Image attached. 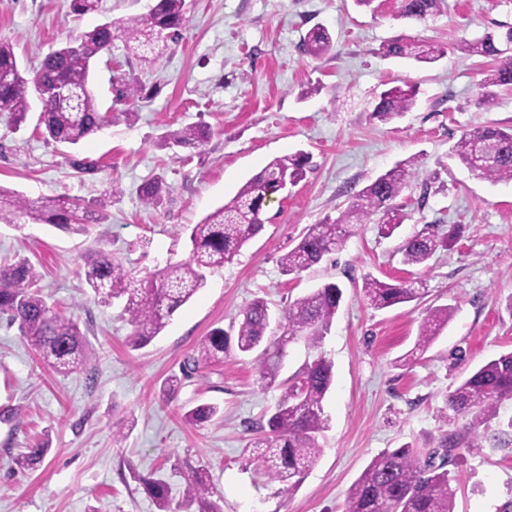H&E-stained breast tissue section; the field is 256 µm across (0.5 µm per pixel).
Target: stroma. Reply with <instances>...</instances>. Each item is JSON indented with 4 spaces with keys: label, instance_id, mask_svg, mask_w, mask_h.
<instances>
[{
    "label": "stroma",
    "instance_id": "stroma-1",
    "mask_svg": "<svg viewBox=\"0 0 512 512\" xmlns=\"http://www.w3.org/2000/svg\"><path fill=\"white\" fill-rule=\"evenodd\" d=\"M70 0H0V40L13 44L22 66L36 67L67 37L107 21L147 14L153 0H101L99 11L72 13ZM188 22L150 66H130L122 38L94 65L101 111L115 108L113 79L145 87L134 123L109 126L70 148L45 141L42 110L31 99L20 130L0 115V186L37 201L66 194L89 201L117 187L101 223L85 231L49 224L0 223V263L28 258L43 291L78 319L88 343L86 365L60 374L43 364L16 327L0 318V512H157L131 471L165 480L180 503L185 468H204L224 512H343L347 492L385 449L410 443L432 448L460 420L445 417V397L471 371L512 351V182L478 178L450 154L463 132L512 125V89L478 104L479 84L494 60L469 56L461 44L499 25H512V0H448L447 12L424 22L399 18L401 0H375L374 11L353 0H186ZM326 26L334 49L315 58L300 48L309 29ZM443 45L425 65L382 56L395 38ZM320 93L302 98L309 85ZM420 88L415 106L387 121L372 115L381 92ZM211 127L200 149L171 151L157 141L189 124ZM308 153L304 180L274 195L264 228L177 310L146 347L128 345L132 332L120 303L94 300L84 256L100 250L141 277L188 258L184 227L230 200L273 157ZM97 162L78 177L68 156ZM418 159L419 173L399 199L404 220L392 237L357 225L344 246L314 268L285 274L280 258L311 225L336 219L354 193L397 163ZM160 176L171 192L145 206L138 189ZM456 231L448 250L427 267L406 266L397 249L426 226ZM385 282L419 278L422 301L374 309L365 276ZM326 282L343 301L321 350L334 365L324 402L329 422L318 437L321 455L301 487L283 495L258 474L246 445L266 423L279 389L264 388L252 356L231 353L197 365V346L213 328L238 324L257 298L270 310L267 335L282 332L289 302ZM453 305L447 328L423 355H413L429 306ZM179 376L175 391L164 381ZM209 403L222 418L185 422ZM48 441L43 464L22 470L16 457ZM454 512H504L512 504V445L463 451L449 468Z\"/></svg>",
    "mask_w": 512,
    "mask_h": 512
}]
</instances>
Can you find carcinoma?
<instances>
[{"mask_svg": "<svg viewBox=\"0 0 512 512\" xmlns=\"http://www.w3.org/2000/svg\"><path fill=\"white\" fill-rule=\"evenodd\" d=\"M445 6L447 0H401L400 15L425 22ZM185 19L186 0H155L148 15L120 19L110 27L99 24L84 31L47 54L30 73L17 61L11 43L0 41V114L16 128L25 123L29 91L40 87L45 92V111L40 113L37 127L44 139L53 143L75 146L109 125L134 122L137 113L129 108L104 113L99 110L91 87L93 66L102 53L110 51L116 37L123 38L129 52L140 61L155 63L168 42L177 38ZM302 45L306 54L322 57L332 51L334 42L329 30L317 25L303 37ZM508 46H512V26L498 33L488 32L461 47L468 55L498 61L479 84L478 104L485 108L494 105L498 89L512 86V57L503 56ZM381 54L433 63L446 54V48L433 42L394 39L382 45ZM418 92L417 86L407 83L385 90L374 106V115L387 120L404 114L414 106ZM209 137L208 126L188 125L162 136L160 147L198 148ZM485 148L496 153V160L478 169L476 161ZM451 155L481 179L493 183L512 181V128L486 125L466 131L452 146ZM309 169L307 153L272 159L229 202L193 225L189 259L170 261L140 279L129 276L110 255L102 251L88 253L86 284L105 305L115 300L124 302L123 312L132 327L130 345L140 349L158 336L173 314L204 286L203 270L224 266L258 235L271 195L282 190L285 181L295 185L303 180ZM417 173V160L399 163L356 192L336 220L311 225L282 256L283 272L299 274L320 264L344 245L358 224H376L382 236H391L402 219L396 200ZM168 193L169 186L159 176L145 181L139 189L141 201L152 207L162 205ZM87 209V204L64 194L32 205L20 194L0 188V222L6 224L28 219L63 228L82 226ZM452 244L451 235L421 232L405 239L398 253L406 265H424L438 250ZM41 279L36 266L26 258L0 265V317L17 326L19 334L53 370L70 373L87 361L84 333L74 317L47 302ZM362 290L377 309L419 301L425 294L420 281L388 283L371 276L363 278ZM342 298L341 287L328 282L289 303L284 312L283 333L273 343V353L264 352L257 359L262 385H275L281 394L267 426L257 427V435L249 440L251 462L258 473L280 484V494L290 495L298 490L318 462V436L327 428L323 400L334 380L333 365L321 354L304 363L291 377L278 380L284 348L302 340L308 349L319 350ZM453 312L450 305L426 309L413 353L422 354L431 346L448 326ZM269 323L267 302L255 299L244 311L237 329L216 327L200 340L197 362L210 363L233 350L252 353L265 343ZM506 400H512V351L487 361L448 392L445 410L455 418L471 417L468 423L443 435L435 448L404 444L383 451L352 484L344 512H454V490L447 466L457 460L462 447L480 448L485 441L495 445L509 443L512 417L504 421L499 414L500 405ZM219 416L220 408L213 404L198 405L184 414L193 425ZM48 451L47 442L38 443L20 454L16 464L23 469L33 468ZM132 478L143 487L158 512H171L168 487L162 479L136 471ZM185 480V508L197 503L198 512H222L209 500L211 485L204 470L188 469Z\"/></svg>", "mask_w": 512, "mask_h": 512, "instance_id": "cac0c4a2", "label": "carcinoma"}]
</instances>
